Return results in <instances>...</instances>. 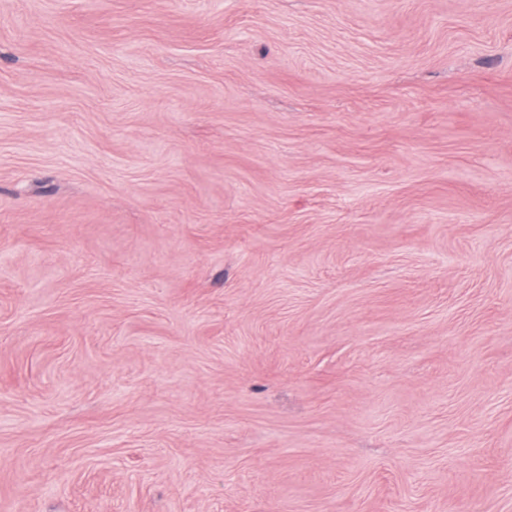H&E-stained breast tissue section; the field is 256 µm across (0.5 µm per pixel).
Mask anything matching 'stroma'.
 Segmentation results:
<instances>
[{"label":"stroma","mask_w":512,"mask_h":512,"mask_svg":"<svg viewBox=\"0 0 512 512\" xmlns=\"http://www.w3.org/2000/svg\"><path fill=\"white\" fill-rule=\"evenodd\" d=\"M0 512H512V0H0Z\"/></svg>","instance_id":"1"}]
</instances>
